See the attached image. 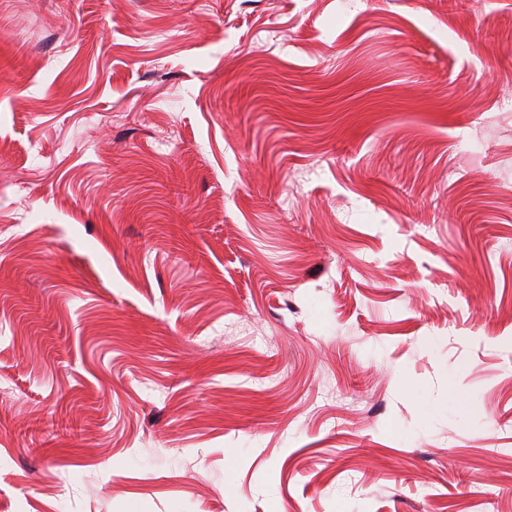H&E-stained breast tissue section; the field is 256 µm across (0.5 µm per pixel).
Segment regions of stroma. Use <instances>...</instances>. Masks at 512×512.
<instances>
[{
	"label": "stroma",
	"instance_id": "obj_1",
	"mask_svg": "<svg viewBox=\"0 0 512 512\" xmlns=\"http://www.w3.org/2000/svg\"><path fill=\"white\" fill-rule=\"evenodd\" d=\"M511 31L0 0V512H512Z\"/></svg>",
	"mask_w": 512,
	"mask_h": 512
}]
</instances>
